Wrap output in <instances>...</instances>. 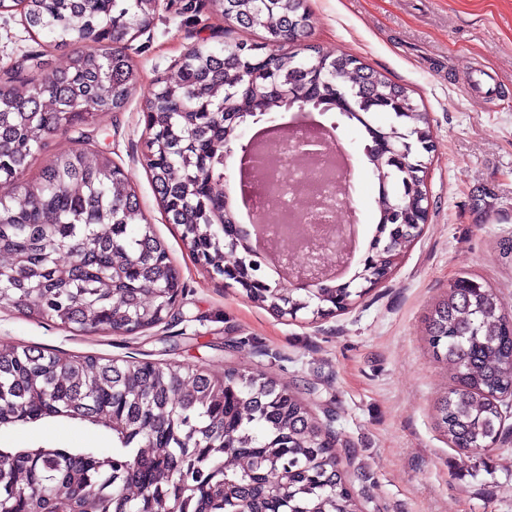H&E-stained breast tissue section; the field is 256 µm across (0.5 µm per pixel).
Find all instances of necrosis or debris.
I'll list each match as a JSON object with an SVG mask.
<instances>
[{
	"instance_id": "1",
	"label": "necrosis or debris",
	"mask_w": 512,
	"mask_h": 512,
	"mask_svg": "<svg viewBox=\"0 0 512 512\" xmlns=\"http://www.w3.org/2000/svg\"><path fill=\"white\" fill-rule=\"evenodd\" d=\"M303 124L285 125L275 145L265 146L253 181L252 211L270 224L267 246L289 273L306 272L311 261L325 266L346 252L344 225L336 216L348 204L344 174L335 152L308 155L297 150L307 138Z\"/></svg>"
}]
</instances>
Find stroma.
<instances>
[{"instance_id":"1","label":"stroma","mask_w":512,"mask_h":512,"mask_svg":"<svg viewBox=\"0 0 512 512\" xmlns=\"http://www.w3.org/2000/svg\"><path fill=\"white\" fill-rule=\"evenodd\" d=\"M308 41L323 52L349 53L407 85L433 127L428 189L430 216L393 274L352 309L321 319L278 317L240 287L196 265L179 226L167 223L141 157L142 108L155 79L201 39L219 43L226 29L213 0H161L149 28L125 46L138 73L124 111L102 125L49 136L40 161L89 143L129 175L143 212L166 244L185 284L167 322L131 335H77L49 321L0 307V346L27 345L64 357L129 356L223 377L228 369L264 373L296 392L355 452L339 468L360 512H512V407L494 450L475 455L449 445L436 427L437 401L452 385L445 363L425 340L427 317L448 286L468 274L485 280L512 315V0H308ZM46 53L51 67L64 52L46 49L20 13H0V79L16 61ZM337 124L354 163L357 253L344 275L363 269L376 229L378 186L357 122ZM95 448L103 428L63 417L0 430V448Z\"/></svg>"}]
</instances>
